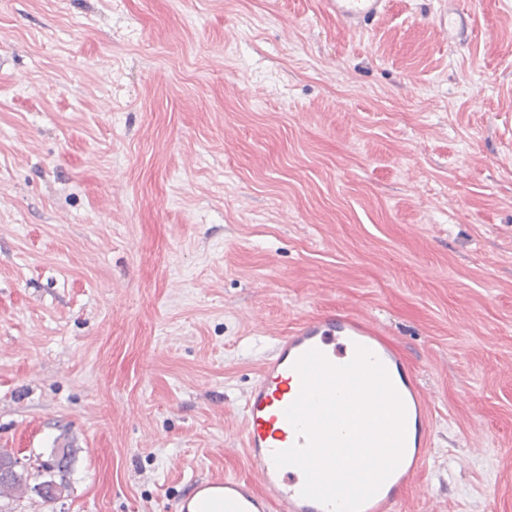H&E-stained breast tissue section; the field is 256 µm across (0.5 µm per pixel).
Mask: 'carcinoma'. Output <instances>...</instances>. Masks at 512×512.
Here are the masks:
<instances>
[{"instance_id": "carcinoma-1", "label": "carcinoma", "mask_w": 512, "mask_h": 512, "mask_svg": "<svg viewBox=\"0 0 512 512\" xmlns=\"http://www.w3.org/2000/svg\"><path fill=\"white\" fill-rule=\"evenodd\" d=\"M72 464V449L56 448L52 451L51 459L40 463L37 471L31 473L25 469L14 470L8 476L0 475V512H13L10 500L22 497L27 490H37L31 480L43 479V484L52 491L50 495H43L45 502H54L60 499L69 489L67 480Z\"/></svg>"}]
</instances>
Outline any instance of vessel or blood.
Returning a JSON list of instances; mask_svg holds the SVG:
<instances>
[{
  "mask_svg": "<svg viewBox=\"0 0 512 512\" xmlns=\"http://www.w3.org/2000/svg\"><path fill=\"white\" fill-rule=\"evenodd\" d=\"M386 0H329L337 20L348 30H361L384 11ZM368 348L384 365L405 406V439L401 461L362 512H395L398 501L416 478L425 459L427 399L405 357L392 343L377 336L368 323L347 313L323 312L278 341L263 363L245 402V447L254 479L224 477L191 484L176 512H328L321 503L302 497L304 474L295 466L276 467L274 452L299 443L285 411L301 391L293 365L305 352L320 351L335 366L346 363L357 346ZM222 488L213 498L210 488Z\"/></svg>",
  "mask_w": 512,
  "mask_h": 512,
  "instance_id": "obj_1",
  "label": "vessel or blood"
}]
</instances>
